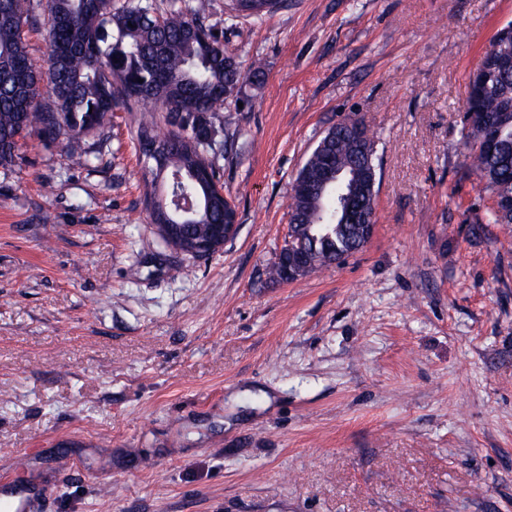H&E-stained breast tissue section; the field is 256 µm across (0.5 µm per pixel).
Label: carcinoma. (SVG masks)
<instances>
[{
	"mask_svg": "<svg viewBox=\"0 0 512 512\" xmlns=\"http://www.w3.org/2000/svg\"><path fill=\"white\" fill-rule=\"evenodd\" d=\"M33 0H0V167L12 165L17 138L29 130L63 145L66 157L87 168L97 156L83 137L103 126L118 101H154L166 112L171 130L159 136L154 122L139 126V153L151 145L163 161L172 196L194 206L191 221L172 242L182 254L211 236L224 223V205L207 203L222 187L209 149L217 130L212 115L239 90L243 80L235 54L208 28L190 0H45L48 72L33 62L23 30L36 20ZM48 78L51 107L39 105L40 85ZM143 82H138V79ZM464 112L502 115L498 148H479L484 126L463 119L469 153L466 174L494 197L512 195V76L483 56L469 77ZM376 141L360 144L353 132L339 139L321 138L298 175L318 179L324 168L355 161L359 173L376 170ZM288 236L301 240L312 259L308 272L339 264L364 246L358 224L336 221V191L315 198L292 194Z\"/></svg>",
	"mask_w": 512,
	"mask_h": 512,
	"instance_id": "carcinoma-1",
	"label": "carcinoma"
}]
</instances>
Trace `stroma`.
I'll list each match as a JSON object with an SVG mask.
<instances>
[{"label": "stroma", "mask_w": 512, "mask_h": 512, "mask_svg": "<svg viewBox=\"0 0 512 512\" xmlns=\"http://www.w3.org/2000/svg\"><path fill=\"white\" fill-rule=\"evenodd\" d=\"M191 4L248 75L210 152L237 232L195 258L158 237L150 104L86 137L92 168L20 140L0 168V479L54 484L51 512H512V225L487 223L462 137L512 0ZM348 116L378 140L373 235L270 280L291 184Z\"/></svg>", "instance_id": "1"}]
</instances>
